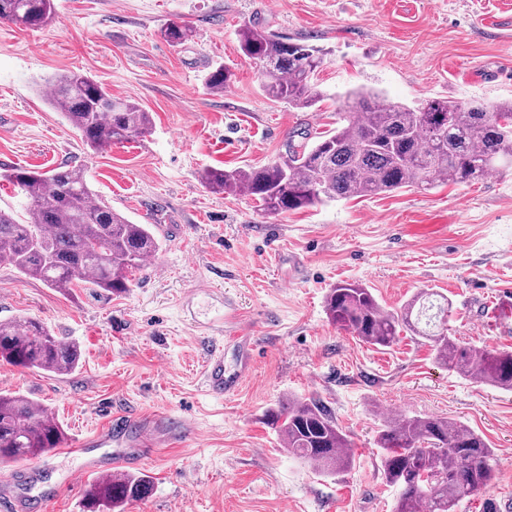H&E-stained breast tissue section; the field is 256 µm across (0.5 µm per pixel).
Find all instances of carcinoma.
Segmentation results:
<instances>
[{
  "label": "carcinoma",
  "mask_w": 512,
  "mask_h": 512,
  "mask_svg": "<svg viewBox=\"0 0 512 512\" xmlns=\"http://www.w3.org/2000/svg\"><path fill=\"white\" fill-rule=\"evenodd\" d=\"M53 15V0H0L1 21L38 29ZM163 36L181 45L191 30L172 23ZM239 38L243 53L260 64L269 98L298 108L316 104L320 49L257 25L242 28ZM232 77L228 67L219 65L209 73L207 86L222 92ZM49 88L54 109L95 152L149 133L150 113L134 101L112 98L81 72L61 75ZM343 107V125L312 146L290 145L283 162L231 171L207 168L202 183L215 193L243 192L262 211L279 214L408 186L469 184L512 167V103L489 109L482 103L431 98L409 107L356 91ZM3 178L26 195L29 207L23 222L0 210V264L52 288L88 283L121 295L158 250L149 225L134 224L101 201L82 167L64 164L45 173L12 168ZM449 309L448 299L427 290L394 312L357 282H340L325 296L329 320L360 341L388 347L410 332L431 341L436 358L449 370L512 391V350L470 345L448 335ZM0 359L62 375L79 366L81 349L53 336L41 322L22 319L0 322ZM269 420L292 457L328 474L350 465L351 443L319 401L290 402L270 412ZM63 440L62 426L45 405L20 393H0V464L40 457ZM377 443L383 449L384 478L399 489L394 512H458L463 501L496 477L489 442L448 417L390 420L378 432ZM152 489L146 476L100 477L85 490L83 507L85 512H114L147 499Z\"/></svg>",
  "instance_id": "cac0c4a2"
}]
</instances>
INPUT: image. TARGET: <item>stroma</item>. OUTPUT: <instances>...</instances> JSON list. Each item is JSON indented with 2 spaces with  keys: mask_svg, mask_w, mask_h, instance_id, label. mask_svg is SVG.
<instances>
[{
  "mask_svg": "<svg viewBox=\"0 0 512 512\" xmlns=\"http://www.w3.org/2000/svg\"><path fill=\"white\" fill-rule=\"evenodd\" d=\"M47 26L0 22V168H86L92 190L159 243L122 296L67 291L0 264V321L33 318L82 350L58 376L0 361V390L51 410L67 441L111 413L187 415L192 438L152 447L133 474L152 481L125 512H392L377 432L393 416H442L484 435L496 478L458 512H512V392L439 363L428 341L378 349L340 331L324 296L341 281L401 311L432 289L452 303L448 333L512 348V169L468 185L325 202L281 214L246 195L215 194L200 174L282 160L303 136L335 130L344 95L374 91L411 107L429 98L512 102V0H55ZM189 41L170 45V23ZM257 24L324 51L319 102L269 99L238 30ZM229 66L223 92L205 78ZM78 70L152 115L146 136L90 152L45 96ZM245 330L251 360L228 343ZM242 371L229 395L209 394L201 369L213 342ZM313 398L352 446L327 475L288 455L266 413ZM81 455L53 450L14 464L24 512H83L67 474Z\"/></svg>",
  "mask_w": 512,
  "mask_h": 512,
  "instance_id": "35a3bbf8",
  "label": "stroma"
}]
</instances>
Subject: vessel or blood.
Returning <instances> with one entry per match:
<instances>
[{
	"instance_id": "vessel-or-blood-1",
	"label": "vessel or blood",
	"mask_w": 512,
	"mask_h": 512,
	"mask_svg": "<svg viewBox=\"0 0 512 512\" xmlns=\"http://www.w3.org/2000/svg\"><path fill=\"white\" fill-rule=\"evenodd\" d=\"M241 378L240 372H229L224 368V353L222 350H213L205 359L202 370V379L209 392L224 395L234 390ZM192 434V426L186 419H171L161 417L155 420L145 419L143 416L124 412L111 417L91 437L79 440L75 444L76 451H83L86 447L96 446L106 448L115 442L133 440L136 446L146 447L152 444L164 443L172 445L187 439ZM134 457L127 452H119L107 460H84L79 467L68 475L66 482L76 485L82 482L89 474L105 472L112 467L134 464Z\"/></svg>"
}]
</instances>
